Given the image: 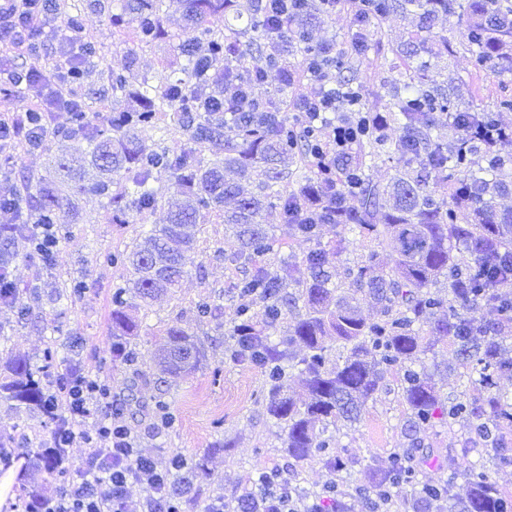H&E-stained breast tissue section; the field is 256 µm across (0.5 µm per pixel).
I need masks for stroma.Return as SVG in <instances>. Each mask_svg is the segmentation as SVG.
I'll return each instance as SVG.
<instances>
[{
  "label": "stroma",
  "mask_w": 512,
  "mask_h": 512,
  "mask_svg": "<svg viewBox=\"0 0 512 512\" xmlns=\"http://www.w3.org/2000/svg\"><path fill=\"white\" fill-rule=\"evenodd\" d=\"M58 4L60 9L80 16L84 37L97 47L85 81L77 90L88 111L111 112L112 72L128 70L134 78L155 80L185 63L174 41L130 48L112 28V0H58ZM356 29L355 13L344 4L322 14L313 40L345 49ZM437 29L455 44L456 52L449 57L447 67H434L435 78L452 77L471 106L494 108L503 91L512 90V73H475L461 29L444 19L439 20ZM409 30L407 21L398 15L379 20L366 55H349L342 79L362 81L370 96L382 94L397 75L392 50L407 42ZM53 122L61 128V136L37 148L21 144L13 153L0 154V196L17 194L27 220L33 217L35 202L24 190L26 183L50 173L51 157L80 156L88 149L85 135H69L72 121L68 113H54ZM150 185L158 207L128 224L113 223L105 199L92 194L72 196L63 223L55 227L58 244L51 263L28 256L25 245H18L12 276L18 287L32 289L33 294L26 300L29 313L23 317L18 316L16 307L0 303V353L23 355L37 369L43 366L44 353L50 349L59 368L79 362L100 374L110 383L112 398L122 408L138 447L151 451L158 468H167L176 455L189 461L204 459L206 474L194 485L192 512H202L206 500L219 493L226 501L236 502L249 481L274 466L287 472L300 497L320 492L334 478L329 469L318 459L297 461L288 456L282 446V431L265 410L261 369L229 358V330L238 305L232 285L244 273L245 265L234 258L223 225H198L197 247L178 288L139 310L141 326L131 340L139 354L138 362L125 365L113 361L112 289L129 281L132 273L128 266L105 264L103 255L130 250L153 225L164 223L163 204L175 193V182L162 173ZM262 221L273 225L275 242L270 253L259 257V264L272 269L282 257H289L296 266L295 280L304 281L307 270L302 258L310 249L309 242L286 232L278 210L264 212ZM77 283L83 291L75 296L71 289ZM204 299L213 301L215 307L202 317L197 304ZM175 323L194 334L205 353L201 367L189 375L160 373L152 361L167 341L166 328ZM425 365L435 373L440 401L477 398L454 345L436 346ZM160 401L170 403L175 410L177 420L172 427L155 425ZM409 413L401 376L392 372L382 389L368 400L360 421L334 431L337 452L353 461L351 470L337 477L350 512H374L360 490L370 485L376 468L386 465L394 449L409 446L405 432ZM51 430V423L38 410L0 397V441L13 448H44ZM465 435L466 429L460 425L451 429L439 426L423 433L424 444L432 448L435 458L420 465V480L438 482L448 474L449 459L465 458L483 465L501 492L512 495V466H499L478 449L462 454Z\"/></svg>",
  "instance_id": "35a3bbf8"
}]
</instances>
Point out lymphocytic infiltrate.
I'll return each instance as SVG.
<instances>
[{
	"instance_id": "lymphocytic-infiltrate-1",
	"label": "lymphocytic infiltrate",
	"mask_w": 512,
	"mask_h": 512,
	"mask_svg": "<svg viewBox=\"0 0 512 512\" xmlns=\"http://www.w3.org/2000/svg\"><path fill=\"white\" fill-rule=\"evenodd\" d=\"M56 0H0V29L13 26L33 32L53 20ZM80 57L64 54L58 68L63 78L48 81L37 64L21 72H11L15 85L25 86L36 103L35 112L57 110L75 112L82 100L73 91L70 76L81 72ZM29 112L0 118V152L16 149L19 143L35 146L57 128L50 122L32 125ZM68 386L50 392V408H63L64 418L55 428L63 444L52 445L58 464L68 473L54 495L40 496L28 502L29 512H188L186 493L172 490L169 470L158 469L153 456L138 448L132 429L123 421L121 410L112 403L111 388L104 378L79 364L67 368ZM94 419L93 429H86L87 419ZM82 443L87 450L81 463L69 459L68 448ZM273 480L264 492L246 486L240 502L250 503L252 512H325L322 497L301 499L293 496L288 478L279 468H272ZM140 486L138 501L129 498L130 486Z\"/></svg>"
}]
</instances>
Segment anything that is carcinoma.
Wrapping results in <instances>:
<instances>
[{
    "label": "carcinoma",
    "mask_w": 512,
    "mask_h": 512,
    "mask_svg": "<svg viewBox=\"0 0 512 512\" xmlns=\"http://www.w3.org/2000/svg\"><path fill=\"white\" fill-rule=\"evenodd\" d=\"M357 22L365 27L391 13L408 16L413 26L406 50L396 51L398 70L390 91L376 102L365 86L346 80L337 86L343 112L336 118L343 137L336 150L326 149L328 126L320 122L298 125L270 101L250 99L247 111L226 114L206 99L238 90L247 94L258 74L246 65L256 51L264 56L265 76L280 81L278 92L299 77L318 80L342 69L345 54L330 44L312 45L310 29L326 9L315 0H181L185 26L170 32L162 16L163 0H119L113 7L112 27L122 28L135 16V42L150 45L177 39L185 56L184 76L153 82L142 77L132 83L124 73H112V100L129 99L139 108L113 111L106 117L74 113L72 132L92 143L80 160L60 158L54 176L40 178L35 189L37 224H62L75 194L106 199L112 223L127 224L132 214L157 206L150 179L167 173L177 185L167 202L166 223L158 224L128 252L107 253L108 264H129L134 279L112 293V360L131 365L138 353L129 337L138 335L135 300L148 302L176 288L196 246L195 227L224 225L237 248L236 256L252 259L273 249L271 225L261 223L263 212L280 210L287 231L314 244L303 262L309 277L300 284L304 312L285 330L283 307L294 303L291 262L281 259L275 269L256 266L235 284L240 302L230 330L232 356L259 367L265 376V409L284 432L283 448L297 460L317 458L336 473L346 472L349 460L333 453L329 426L360 420L367 401L380 390L386 375L402 373L403 395L410 416L408 430L417 433L436 425L466 427L470 439L490 444L486 452L503 466L512 465V448L500 433L512 430V399L497 392L496 377L512 374V360L502 358L512 339V298L500 289L512 267V209L499 200L512 193V137L496 150L479 142L456 139L443 143L433 136L437 115L450 122L461 115L473 125H497V113L512 110V96H502L495 109L460 105L449 79L428 81L420 53L442 59L453 53L448 37L435 31L441 17L464 27L474 69L512 73V0H363ZM287 12L279 37L270 33L274 12ZM224 14V34L207 26L211 15ZM301 53L294 68L288 56ZM224 61L229 83L214 86L207 67ZM172 112L187 140L202 146L218 143L224 157L212 162L195 150L171 154L162 147L144 148L137 133L158 128L159 113ZM397 156L395 175L376 183L370 169L384 156ZM303 161L296 187L291 166ZM260 177L256 191L246 193L225 178ZM319 191L321 204L289 222L296 196ZM349 196L357 206H347ZM334 224L358 235L368 248L364 261L349 270L358 296L338 293L329 265L341 255L343 240L328 249L320 241V225ZM27 224L0 225V239L33 241ZM394 254L393 265L375 275L379 249ZM13 255L0 250V300L16 304L21 316L28 308L11 278ZM378 306V315L365 319L360 299ZM263 310L257 321L253 309ZM495 310L498 321L485 323L474 312ZM164 348L155 354L161 370L173 374L194 371L200 361L196 344L184 328L166 329ZM452 342L469 362L477 401L457 399L440 403L425 356L440 342ZM336 345V360L328 358ZM9 381L0 393L39 410L47 419L60 411L46 406L48 385L37 369L21 356L7 362ZM297 371L306 399L298 401L281 388L282 380ZM429 456L416 441L394 451L378 469L366 492L379 507L398 503L404 512H512V496L502 493L487 473L476 467L448 466V477L436 485L417 478V461ZM32 466L47 477L65 481L67 475L43 448L33 451ZM346 494L337 482L326 486L325 498L336 512H347Z\"/></svg>",
    "instance_id": "obj_1"
}]
</instances>
